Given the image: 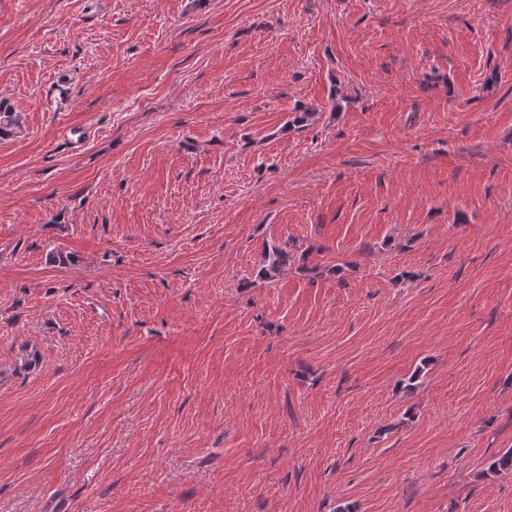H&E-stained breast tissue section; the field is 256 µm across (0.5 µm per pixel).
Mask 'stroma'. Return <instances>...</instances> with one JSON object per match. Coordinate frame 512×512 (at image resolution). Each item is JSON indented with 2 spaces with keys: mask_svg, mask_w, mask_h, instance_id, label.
I'll return each instance as SVG.
<instances>
[{
  "mask_svg": "<svg viewBox=\"0 0 512 512\" xmlns=\"http://www.w3.org/2000/svg\"><path fill=\"white\" fill-rule=\"evenodd\" d=\"M0 105V512H512V0H0ZM290 255L288 253L287 245L284 246H272L270 250L266 252V259L268 264L263 269V275L265 278H272L279 271L288 265Z\"/></svg>",
  "mask_w": 512,
  "mask_h": 512,
  "instance_id": "35a3bbf8",
  "label": "stroma"
}]
</instances>
